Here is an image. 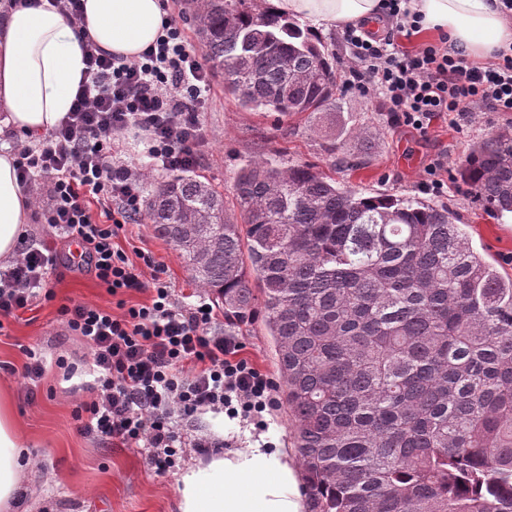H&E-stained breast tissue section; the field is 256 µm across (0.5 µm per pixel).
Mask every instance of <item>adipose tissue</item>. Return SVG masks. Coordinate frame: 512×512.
Segmentation results:
<instances>
[{"label": "adipose tissue", "instance_id": "ef3b65f1", "mask_svg": "<svg viewBox=\"0 0 512 512\" xmlns=\"http://www.w3.org/2000/svg\"><path fill=\"white\" fill-rule=\"evenodd\" d=\"M275 12L316 26L371 27L383 0H270ZM84 29L99 47L137 59L162 33L163 0H83ZM426 32L447 33L468 57L486 59L512 46L502 0H412ZM87 75L81 44L57 9L13 6L0 14V260L12 259L32 199L17 177L14 137L36 136L69 112ZM21 430L0 397V512H10L38 462L24 457ZM178 512H305L297 464L264 437L183 470Z\"/></svg>", "mask_w": 512, "mask_h": 512}]
</instances>
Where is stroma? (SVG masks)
Here are the masks:
<instances>
[{
    "label": "stroma",
    "mask_w": 512,
    "mask_h": 512,
    "mask_svg": "<svg viewBox=\"0 0 512 512\" xmlns=\"http://www.w3.org/2000/svg\"><path fill=\"white\" fill-rule=\"evenodd\" d=\"M211 80L212 98L204 114L207 142L195 172L223 192L230 215L238 213L235 175L257 160L271 159L284 167L312 163L330 171L344 186L417 197L426 166L440 157L451 177L442 204L459 214L473 248L495 260L501 272L512 274V218L488 216L462 193L458 172L474 142L512 129L506 117L475 112L460 128L442 118L422 136L389 124L374 96L345 90L342 85L336 89L335 111L287 117L244 109L225 94L219 75ZM331 143L357 158L359 168L330 169L326 148ZM117 243L128 255L144 252L162 264L163 279L175 289L179 301L191 304L207 297V290L193 281L178 252L157 238L146 220L126 225ZM54 290L58 300L116 304L115 297L85 270L64 271L55 280ZM56 309V302L41 305L22 319L6 323L0 332V390L8 391L21 432L38 460L37 469L27 477V492L12 512H176L177 474H155L140 449L111 448L78 432L72 388L84 381V373L67 381L52 367L37 385L22 381L26 347H37L50 361L64 352L84 360L89 357L87 349L68 335ZM235 332L245 344L243 356L272 379H279L274 345L260 316L236 326ZM181 427L192 436L224 439L236 448L253 433L250 422L224 412L196 416Z\"/></svg>",
    "instance_id": "obj_1"
}]
</instances>
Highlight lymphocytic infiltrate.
<instances>
[{
  "instance_id": "lymphocytic-infiltrate-1",
  "label": "lymphocytic infiltrate",
  "mask_w": 512,
  "mask_h": 512,
  "mask_svg": "<svg viewBox=\"0 0 512 512\" xmlns=\"http://www.w3.org/2000/svg\"><path fill=\"white\" fill-rule=\"evenodd\" d=\"M391 23L383 34L345 27L350 50L347 84L374 94L390 123L427 133L448 115L467 121L481 110L512 115V48L477 62L440 37L408 54L399 38L419 33L411 0H384ZM88 79L71 111L53 129L15 145L16 164L31 192L34 220L51 231L23 239L17 256L0 271V317H14L35 301H53L50 276L60 273L58 245L78 242L82 262L117 297L116 308L81 301L61 304L58 315L79 336L95 375L90 400L73 418L79 431L113 448H142L151 469L175 470L187 450L212 455L218 439L189 438L180 419L227 411L263 428L275 406L273 380L241 351L233 333L211 329L215 310L206 300L182 304L149 255L133 261L115 240L146 208V174L138 164H114L112 145L138 130L151 169L173 174L195 167L206 141L203 114L212 84L177 16L135 60L87 42ZM149 288L150 303L127 305L128 291Z\"/></svg>"
}]
</instances>
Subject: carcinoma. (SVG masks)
<instances>
[{
  "mask_svg": "<svg viewBox=\"0 0 512 512\" xmlns=\"http://www.w3.org/2000/svg\"><path fill=\"white\" fill-rule=\"evenodd\" d=\"M212 69L239 105L331 112L336 64L297 21L195 0ZM471 197L512 215V133L474 144ZM224 193L157 181L145 216L234 324L260 309L309 512H512V275L444 205L365 194L312 164L258 161Z\"/></svg>",
  "mask_w": 512,
  "mask_h": 512,
  "instance_id": "1",
  "label": "carcinoma"
}]
</instances>
